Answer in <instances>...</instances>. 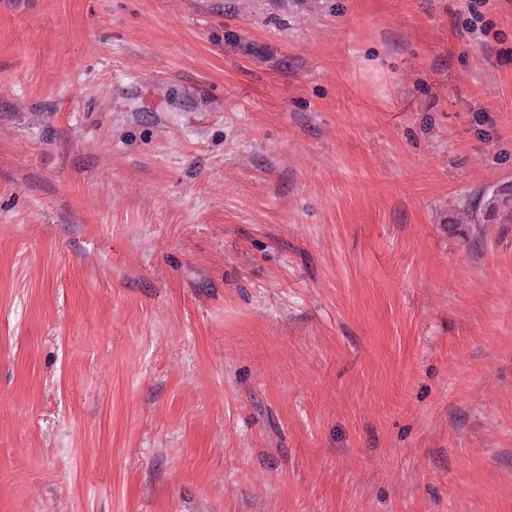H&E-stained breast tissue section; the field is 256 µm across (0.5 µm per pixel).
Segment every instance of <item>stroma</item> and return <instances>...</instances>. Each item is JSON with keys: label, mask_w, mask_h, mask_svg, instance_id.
<instances>
[{"label": "stroma", "mask_w": 512, "mask_h": 512, "mask_svg": "<svg viewBox=\"0 0 512 512\" xmlns=\"http://www.w3.org/2000/svg\"><path fill=\"white\" fill-rule=\"evenodd\" d=\"M512 0H0V512H512ZM467 207L468 216L474 226H479L482 222L512 224V185L503 184L484 191L477 206L468 202Z\"/></svg>", "instance_id": "35a3bbf8"}]
</instances>
